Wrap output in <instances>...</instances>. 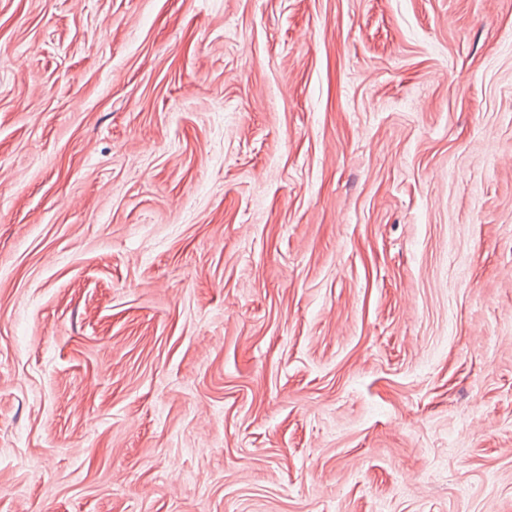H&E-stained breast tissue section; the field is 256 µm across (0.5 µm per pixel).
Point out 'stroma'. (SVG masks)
Segmentation results:
<instances>
[{"mask_svg": "<svg viewBox=\"0 0 512 512\" xmlns=\"http://www.w3.org/2000/svg\"><path fill=\"white\" fill-rule=\"evenodd\" d=\"M0 512H512V0H0Z\"/></svg>", "mask_w": 512, "mask_h": 512, "instance_id": "1", "label": "stroma"}]
</instances>
